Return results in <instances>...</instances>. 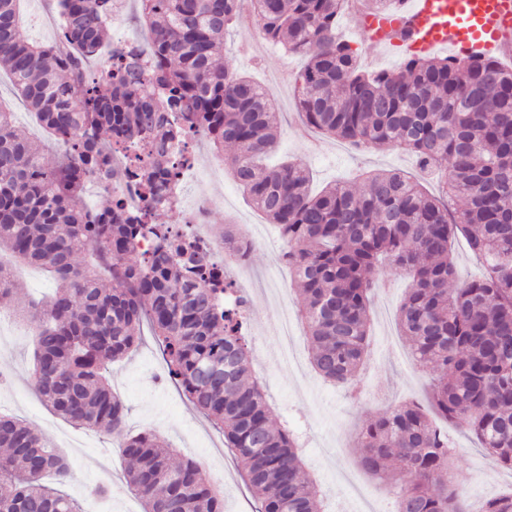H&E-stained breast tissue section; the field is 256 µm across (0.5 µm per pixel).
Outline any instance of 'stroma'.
I'll return each mask as SVG.
<instances>
[{
  "label": "stroma",
  "instance_id": "obj_1",
  "mask_svg": "<svg viewBox=\"0 0 512 512\" xmlns=\"http://www.w3.org/2000/svg\"><path fill=\"white\" fill-rule=\"evenodd\" d=\"M358 24V17L345 13L337 30L355 50L363 68L391 69L403 60L400 50L385 52L373 46L358 32ZM254 28V20L241 18L224 38V60L276 92L280 134L273 162L293 158L307 164L316 191L383 169L417 175L414 160L401 151L359 150L303 124L296 104L286 99L294 74L304 64L303 57L286 54L281 46L264 39H250ZM200 192L221 200L210 211L211 228L245 220L258 239L248 259L251 286L247 298L255 318L248 333L258 342L253 365L266 384L274 420L289 423L298 432L306 468L321 487L331 512H392L393 496L380 479L362 468L357 441L368 420L386 415L402 403L425 400L431 373L414 368L411 348L397 322L408 278L385 268L377 273L369 307V347L361 372L365 392L361 400L352 401L343 387L325 383L313 370L300 317H293L292 322L293 350L301 367L290 368L281 359L280 310L261 286L270 280L280 281L289 290L291 308H298L299 301L292 289L293 274L280 260L284 241L276 226L247 201L232 174L202 185L190 184L187 190L191 196ZM37 326L31 316L16 309L0 310V368L8 377L7 385L0 386V411L45 434L64 452L71 474L58 488L76 499L82 512H143L141 501L125 481L121 445L127 435L146 430L159 433L174 448L176 459L210 460L204 473L210 479L221 478L224 512H254L255 501L224 446L223 435L171 382L150 332H143L139 347L111 366L112 390L123 402L127 416L123 431L107 433L73 427L36 394L31 368ZM447 432L456 450L452 475L463 498L477 506L486 498L512 491V471L498 465L472 435L452 426ZM97 486L109 488V500L94 495Z\"/></svg>",
  "mask_w": 512,
  "mask_h": 512
}]
</instances>
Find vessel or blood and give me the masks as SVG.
<instances>
[{
	"instance_id": "b4317fda",
	"label": "vessel or blood",
	"mask_w": 512,
	"mask_h": 512,
	"mask_svg": "<svg viewBox=\"0 0 512 512\" xmlns=\"http://www.w3.org/2000/svg\"><path fill=\"white\" fill-rule=\"evenodd\" d=\"M364 29L377 46L420 56L442 49L512 53V0H409L401 14H372Z\"/></svg>"
}]
</instances>
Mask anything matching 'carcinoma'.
I'll list each match as a JSON object with an SVG mask.
<instances>
[{"mask_svg": "<svg viewBox=\"0 0 512 512\" xmlns=\"http://www.w3.org/2000/svg\"><path fill=\"white\" fill-rule=\"evenodd\" d=\"M19 2L0 0V72L64 146L48 160L0 105V252L59 281L50 303L32 312L42 322L34 352L42 401L75 426L123 429L125 407L107 366L136 346L146 322L171 380L224 433L259 512H326L295 430L270 422L233 281L204 241L153 223L155 196L190 161L182 142L200 129L216 152L235 148L234 179L286 240L281 260L299 287L313 368L355 400L377 264L412 276L399 322L415 363L433 375L429 410L406 402L365 425L362 464L404 487L395 512H470L449 478L454 448L440 423L468 431L512 470V67L486 53L408 55L395 69L366 72L336 32L348 0H139L150 49L112 54L109 78L92 83L85 62L109 43L116 0H56L66 49L31 39ZM403 2L368 6L396 13ZM246 7L266 40L306 58L293 93L308 126L411 154L421 172L444 173L441 194L382 171L367 176L360 193L344 182L313 195L302 163L267 167L278 133L274 106L250 77L216 65L224 30ZM125 171L143 209L130 213L118 199L101 210L85 204L89 180L110 182ZM150 235L155 245L141 248ZM458 237L484 271L452 288ZM86 253L112 288L75 264ZM14 287L0 265L1 302ZM0 448V512H80L43 482L48 472L70 474L48 438L0 413ZM122 453L144 512H224L198 462L173 464L158 434L128 438ZM481 512H512V493L486 500Z\"/></svg>", "mask_w": 512, "mask_h": 512, "instance_id": "obj_1", "label": "carcinoma"}]
</instances>
